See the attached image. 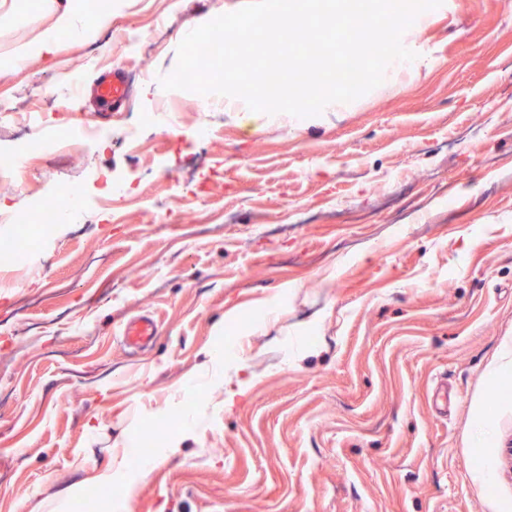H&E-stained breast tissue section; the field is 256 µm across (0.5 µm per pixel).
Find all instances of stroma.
Returning a JSON list of instances; mask_svg holds the SVG:
<instances>
[{
  "mask_svg": "<svg viewBox=\"0 0 512 512\" xmlns=\"http://www.w3.org/2000/svg\"><path fill=\"white\" fill-rule=\"evenodd\" d=\"M245 2L122 0L94 38L11 70L37 29L0 0V93L42 111L0 126V155L20 132L115 135L0 179V204L22 216L58 186L84 206L101 176L138 182L119 208L54 224L28 270L0 281V512H51L76 489L75 512H499L512 505L499 396L512 389V0L423 12L402 36L413 61L316 116L164 91L182 39ZM130 23L152 34L134 57L114 41ZM95 55L130 77L119 110L97 107L100 68L70 92ZM138 315L158 335L134 355L122 331ZM174 411L201 426L156 435ZM482 413L495 432L481 446ZM133 436L153 443L150 473L126 470L101 498L93 476ZM481 453L488 487L473 478Z\"/></svg>",
  "mask_w": 512,
  "mask_h": 512,
  "instance_id": "1",
  "label": "stroma"
}]
</instances>
